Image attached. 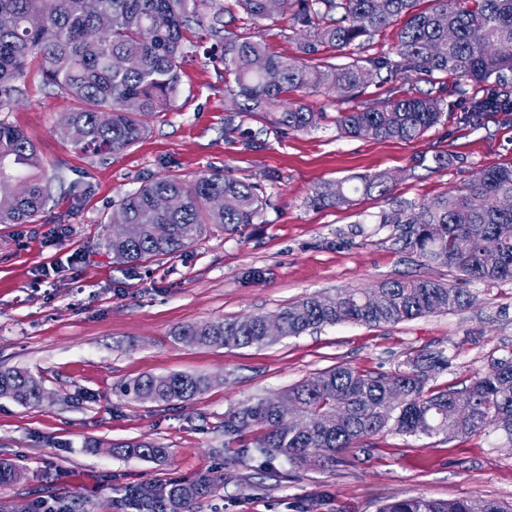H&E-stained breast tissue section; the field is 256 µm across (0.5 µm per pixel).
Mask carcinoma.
<instances>
[{"label": "carcinoma", "instance_id": "cac0c4a2", "mask_svg": "<svg viewBox=\"0 0 512 512\" xmlns=\"http://www.w3.org/2000/svg\"><path fill=\"white\" fill-rule=\"evenodd\" d=\"M0 0V111L10 108L25 88L33 60H39L42 84L76 102L57 127L61 137L94 155H107L138 142L149 120L169 111L180 93L181 64L189 57L193 29L206 32L210 59L224 65L230 92L242 112H260L272 126L304 132L323 113L298 101L274 112L293 92L321 93L340 101L362 99L336 113L338 131L349 137L411 141L440 120L441 76L455 80L454 91L473 84L465 97L463 119L486 112H512V0ZM246 27L262 20L288 19L299 34L297 53L269 52L262 36L232 35L224 16ZM396 25L392 53L364 66V52L375 36ZM346 62L318 61L325 51ZM124 57L126 67H112ZM383 82L414 76L429 85L400 96L367 99L381 71ZM51 179L35 143L20 129L0 122V224H31L44 212ZM390 191L389 177L377 174L350 187L338 181L315 190L317 208L354 204L352 195ZM512 195V164L483 171L465 184L420 205L407 218L404 240L427 263L454 268L465 282H512V210L498 206ZM267 199L260 189L231 174L215 171L191 183L164 176L148 180L120 197L116 209L138 225L134 238L106 239L115 259L138 264L176 255L195 242L206 224L237 228L254 224ZM376 307L360 289H342L332 297L312 295L276 314L283 336L340 323L368 327L396 325L434 313L454 312L471 304L468 289L428 278L388 280ZM266 315L216 319L180 327L176 336L205 346L252 347L270 343ZM442 350H421L390 374L364 372L347 365L318 372L288 388L293 407L280 411L275 400L249 402L224 415V433L240 437L251 428L260 437L238 452L282 458L292 468L334 466L345 448L384 430L406 435L455 431L476 435L495 424L512 432V358L477 373L461 389L430 384L448 368ZM210 385L203 376L171 373L144 376L120 386L122 395L141 403L187 401ZM41 385L27 372L0 370V397L24 405L42 401ZM285 417L292 419L281 426ZM116 454L158 460L166 449L151 442L111 448ZM21 470L0 459V483H12ZM213 479L175 480L167 485L162 512H192L211 489ZM153 485L138 488L140 508L157 506ZM379 512H512L495 500L434 499L419 495L387 502Z\"/></svg>", "mask_w": 512, "mask_h": 512}]
</instances>
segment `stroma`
<instances>
[{"label": "stroma", "instance_id": "obj_1", "mask_svg": "<svg viewBox=\"0 0 512 512\" xmlns=\"http://www.w3.org/2000/svg\"><path fill=\"white\" fill-rule=\"evenodd\" d=\"M172 110L153 118L132 147L104 156L57 132L73 100L28 83L0 121L23 129L48 169L78 192L53 188L33 224H0V367L37 379L43 401L0 398V457L24 475L0 484V512H134L127 486H163L209 475L214 485L194 512H378L388 500L420 494L512 503V435L378 433L347 449L336 466L292 469L285 460L238 455L224 415L279 394L336 365L391 373L423 349L445 350L439 385L462 386L494 361L512 357V283L471 282V305L393 326H325L263 347H215L179 340L180 326L278 312L302 297L370 290L392 279L455 283L445 265L406 248L388 216L462 187L485 169L512 162V114L465 122L447 92L438 124L412 141L341 136L332 99L302 94L327 115L307 132L281 134L258 115L236 111L224 67L194 52L182 66ZM251 129L252 146L224 131ZM448 160L437 167L436 156ZM215 169L259 185L268 204L257 223L205 225L185 251L132 267L105 240L115 201L142 181L190 182ZM387 174L391 190L357 196L349 207L315 208L327 183ZM201 375L212 385L188 401L151 404L119 393L146 374ZM150 441L164 460L111 453L110 445Z\"/></svg>", "mask_w": 512, "mask_h": 512}]
</instances>
